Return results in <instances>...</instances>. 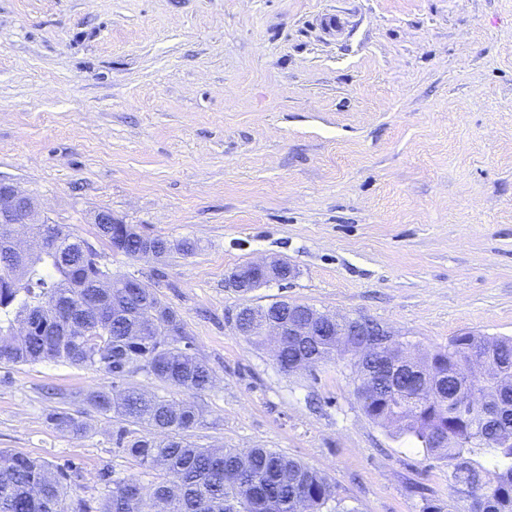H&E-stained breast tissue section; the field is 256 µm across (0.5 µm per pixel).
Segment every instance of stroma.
Returning a JSON list of instances; mask_svg holds the SVG:
<instances>
[{
  "instance_id": "obj_1",
  "label": "stroma",
  "mask_w": 512,
  "mask_h": 512,
  "mask_svg": "<svg viewBox=\"0 0 512 512\" xmlns=\"http://www.w3.org/2000/svg\"><path fill=\"white\" fill-rule=\"evenodd\" d=\"M0 178L178 311L214 378L0 364V449L72 465L99 507L103 472L141 469L85 396L135 387L194 402L197 445L299 459L356 512H465L443 462L365 413L349 357L282 371L234 317L285 299L419 354L512 338V0H0ZM102 210L199 248L114 253ZM262 259L292 278L227 288ZM47 419L62 432L82 434L86 430V426L81 420L64 410H52L48 413Z\"/></svg>"
}]
</instances>
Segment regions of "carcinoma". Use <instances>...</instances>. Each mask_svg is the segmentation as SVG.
<instances>
[{
	"label": "carcinoma",
	"instance_id": "obj_1",
	"mask_svg": "<svg viewBox=\"0 0 512 512\" xmlns=\"http://www.w3.org/2000/svg\"><path fill=\"white\" fill-rule=\"evenodd\" d=\"M44 240L37 253L18 254L0 244V364L54 361L90 367L121 378L145 370L159 381L189 393L211 388L208 365L192 352L187 336L161 340L154 328L179 331L176 312L150 288H115L120 277L101 268L94 253L63 224H33ZM252 324L247 340L270 341L267 318H283L279 307H247ZM335 326L322 324L316 336H280L275 361L283 371L313 357L324 361L338 349ZM388 366L375 360L358 376L365 413L395 424L427 454L450 468L454 489L474 485L484 512H512V338L467 333L417 364L398 365L385 346ZM471 355L495 366L492 378L467 368ZM500 400L493 423L481 409L465 417L457 405L474 395ZM87 400L101 415L124 423L117 443L145 470V483L132 475L107 479L99 512H355L335 497L320 471L270 448H204L188 440L201 423L198 408L136 389L97 390ZM47 419L62 432L82 434L85 424L54 409ZM144 433L127 438L125 425ZM448 437H443V434ZM490 457L484 466L470 455ZM70 473L19 453L0 451V512H92Z\"/></svg>",
	"mask_w": 512,
	"mask_h": 512
}]
</instances>
